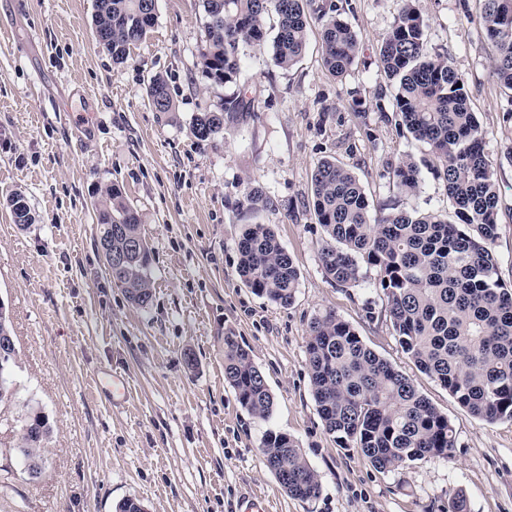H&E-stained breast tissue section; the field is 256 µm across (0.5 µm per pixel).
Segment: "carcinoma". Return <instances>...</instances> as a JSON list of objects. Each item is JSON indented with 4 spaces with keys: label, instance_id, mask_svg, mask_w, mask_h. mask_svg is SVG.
Returning a JSON list of instances; mask_svg holds the SVG:
<instances>
[{
    "label": "carcinoma",
    "instance_id": "obj_1",
    "mask_svg": "<svg viewBox=\"0 0 512 512\" xmlns=\"http://www.w3.org/2000/svg\"><path fill=\"white\" fill-rule=\"evenodd\" d=\"M156 2L95 0L93 24L104 32L100 45L114 63L125 62L146 38L156 21ZM305 2L202 0L206 22L199 64L209 79L238 90L194 116L197 139L224 136L236 115L248 110L241 59L247 48L266 42L268 31H274L277 65L299 60L308 36ZM319 13L324 65L342 76L359 56V35L341 18L338 5L322 6ZM480 23L498 51L495 74L512 91V0H485ZM426 27L412 0H404L381 39L377 74L395 84V111L406 131L429 146L456 221L435 211L396 207L374 216L353 171L325 159L312 175V209L323 230L319 259L327 278L342 287L360 282L361 265L373 268L384 312L416 368L472 416L489 423L512 420V289L504 288L492 252L498 236L495 170L464 80L448 59L429 52ZM148 96L156 111H175L163 76L151 80ZM387 176L405 196L420 190V169L410 155L390 164ZM246 201L252 211L270 205L258 187L250 188ZM12 202L18 203L12 210L15 223H28L25 196L17 193ZM96 213L99 233L112 231V255L122 259L121 267L110 270L113 283L136 306L149 307L153 255L120 186L105 189ZM237 252L238 274L254 293L280 306L293 302L299 271L270 225H247ZM306 335L312 394L325 430L340 447L359 449L383 471L425 458H452L455 429L448 417L408 376L367 348L348 322L329 310L310 322ZM14 363L13 354L0 357V403L12 397ZM224 378L252 416L271 415L274 399L265 376L231 333L224 334ZM50 433L48 419L27 406L16 451L24 461L38 462L40 475ZM261 451L289 496L303 501L319 496L318 475L292 437L269 430Z\"/></svg>",
    "mask_w": 512,
    "mask_h": 512
}]
</instances>
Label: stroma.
<instances>
[{
    "mask_svg": "<svg viewBox=\"0 0 512 512\" xmlns=\"http://www.w3.org/2000/svg\"><path fill=\"white\" fill-rule=\"evenodd\" d=\"M334 2L361 38L349 72L325 69L322 22L307 7L309 41L299 61L285 69L270 45L251 49L241 74L256 90L249 111L224 137L201 141L193 116L235 91L199 66L201 0H157L153 28L120 65L97 43L94 0H0V300L18 350L15 397L0 403V512H114L127 498L146 512H238L249 492L266 498L268 512H448L460 492L469 512H512V421L473 417L415 367L373 286L374 269L362 268L348 288L324 274L323 231L311 207V176L322 159L351 169L372 208L454 214L428 146L398 126L393 91L376 72L401 0ZM413 5L427 22L430 52L462 75L486 132L500 191L492 251L512 289V93L495 76L482 0ZM157 75L169 84L174 111L149 102ZM407 154L421 169L414 196L386 176ZM113 183L153 252V301L144 309L114 285L97 248L95 207ZM251 186L271 208L248 211ZM17 192L33 223H15L7 202ZM256 222L273 227L299 270L289 306L257 296L237 273V243ZM328 310L448 416L456 432L451 461L380 471L325 431L305 338ZM228 332L265 376L274 398L268 419L242 408L224 379ZM188 351L197 359L192 369ZM116 373L128 388L117 404L105 392ZM28 403L52 428L38 479L15 451ZM269 429L297 441L320 480L318 498L288 496L265 467Z\"/></svg>",
    "mask_w": 512,
    "mask_h": 512,
    "instance_id": "35a3bbf8",
    "label": "stroma"
}]
</instances>
